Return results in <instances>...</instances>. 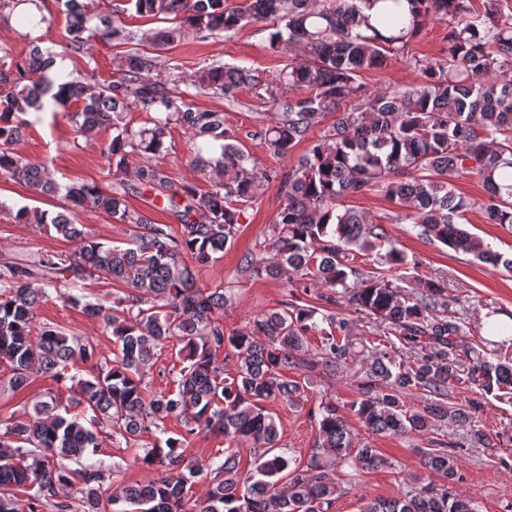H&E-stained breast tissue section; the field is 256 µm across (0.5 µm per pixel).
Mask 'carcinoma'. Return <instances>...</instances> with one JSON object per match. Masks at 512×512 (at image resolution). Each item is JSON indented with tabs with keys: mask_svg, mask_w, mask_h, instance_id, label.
Here are the masks:
<instances>
[{
	"mask_svg": "<svg viewBox=\"0 0 512 512\" xmlns=\"http://www.w3.org/2000/svg\"><path fill=\"white\" fill-rule=\"evenodd\" d=\"M67 19L64 49L88 50L101 38L122 35L132 49L118 75L101 80L53 79L55 58L36 44L21 60L0 47V178L23 182L52 195L60 185L45 167L15 150L27 122L23 115L46 105L69 111L76 132L112 129L104 156L113 172L125 173L130 159L146 163L134 171L136 184L103 186L85 182L66 187L67 204L53 216L23 207L19 224H50L74 244L72 252H44L0 264V369L23 390L35 373L71 382L83 409L71 412L49 391L33 413L0 427V512H329L340 485L326 463L355 472L387 463L379 449L355 435L335 402L318 408L319 439L306 462L280 447L278 424L268 401L299 403L304 385L285 375L290 369L324 365L363 366L360 400L353 409L373 436H429L421 449L422 468L450 483L459 478V444L434 427H467L473 447L491 448L493 438L475 425L495 400L512 405V335L503 340L468 341L467 316L451 309L443 275L420 281L406 292L402 274L407 256L384 227L345 205V200L377 191L394 200L418 235L456 253L512 271L480 237L463 227L472 204L456 193L463 174L481 178L485 195L478 208L487 224H512V5L492 0L484 15L471 0H128L114 16L96 14L94 0H53ZM162 18L170 26L142 32L120 29L119 13ZM99 24L91 25L93 19ZM276 21L270 46L285 42L288 61L263 87L270 121L239 132L224 126V114L202 110L179 81L160 73L159 51L179 41L185 30L217 36L251 23ZM431 21L448 24V45L439 60L419 63L420 80L397 89L365 94L361 79L406 49ZM301 46L303 57L293 55ZM245 85H257L246 68L212 64L190 83L235 100ZM356 100L347 111L341 103ZM150 115L134 128L132 111ZM336 121L308 155L283 176L262 169L242 139L259 140L286 156L328 113ZM193 140L192 165L209 182L199 191L175 184L167 169L150 159L167 152L172 126ZM281 178L285 197L270 237L260 252L243 259L257 276H297L302 288L326 289L322 307L289 301L224 332L223 287L202 289L200 270L232 245L244 212L257 201L266 181ZM146 190L163 200L180 233L157 224L126 204ZM109 215L127 226L120 245L99 240L77 211ZM373 256L386 272L362 268L357 257ZM99 277L124 287L112 306L87 300L83 282ZM101 321L112 336L111 355L89 340L68 336L56 326L33 332L48 289ZM347 300L375 319L376 340L356 349L347 318L335 312ZM318 337L317 345L309 337ZM183 346L179 370H169L173 390L147 393L144 376L165 342ZM232 349L231 376L217 354ZM92 365L89 377L68 374L77 363ZM471 396L454 402L457 389ZM421 398L418 408L407 398ZM182 423L171 432L166 421ZM241 441L253 451V467L242 471L232 448L208 460L185 455L188 439L202 432ZM120 435L134 459L154 473L142 484L113 489L117 466L92 460L101 434ZM152 434L151 445L139 444ZM209 476L205 495L194 496L199 477ZM360 512H478V504L445 485L421 484L392 498L365 503Z\"/></svg>",
	"mask_w": 512,
	"mask_h": 512,
	"instance_id": "carcinoma-1",
	"label": "carcinoma"
}]
</instances>
